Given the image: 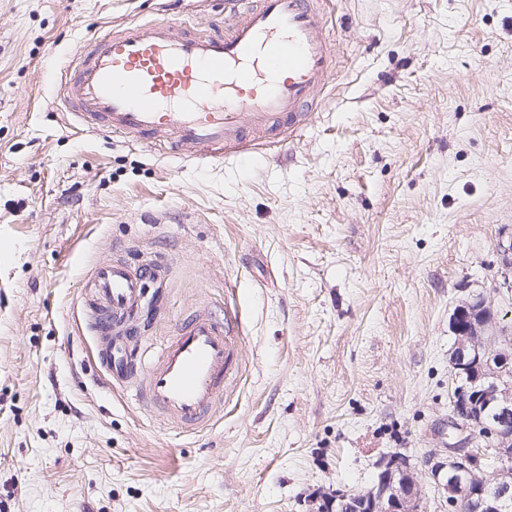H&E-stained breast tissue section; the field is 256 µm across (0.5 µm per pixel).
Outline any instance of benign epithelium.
Masks as SVG:
<instances>
[{"label": "benign epithelium", "mask_w": 512, "mask_h": 512, "mask_svg": "<svg viewBox=\"0 0 512 512\" xmlns=\"http://www.w3.org/2000/svg\"><path fill=\"white\" fill-rule=\"evenodd\" d=\"M501 281L494 292L512 289V233L496 245ZM455 343L450 366L455 388L450 398L448 430L454 441L446 457H431L428 474L443 491L448 512L463 501H476L478 512H512V337L499 327L487 297L472 295L451 317ZM476 439L492 452L496 466L476 467L470 448ZM313 512H424L422 486L408 456L389 455L377 481L363 491L315 494Z\"/></svg>", "instance_id": "obj_1"}]
</instances>
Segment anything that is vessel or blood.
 <instances>
[{
    "instance_id": "vessel-or-blood-1",
    "label": "vessel or blood",
    "mask_w": 512,
    "mask_h": 512,
    "mask_svg": "<svg viewBox=\"0 0 512 512\" xmlns=\"http://www.w3.org/2000/svg\"><path fill=\"white\" fill-rule=\"evenodd\" d=\"M324 0H226L223 25L173 34L161 20L131 22L86 42L62 74L64 110L82 128L120 133L185 158L247 151L294 130L336 74L324 37ZM162 263L116 260L93 271L86 307L105 369L146 409L183 429L208 417L231 385V320L207 311L182 320L157 360L128 342L148 278Z\"/></svg>"
}]
</instances>
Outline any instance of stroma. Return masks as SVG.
Here are the masks:
<instances>
[{
	"label": "stroma",
	"mask_w": 512,
	"mask_h": 512,
	"mask_svg": "<svg viewBox=\"0 0 512 512\" xmlns=\"http://www.w3.org/2000/svg\"><path fill=\"white\" fill-rule=\"evenodd\" d=\"M224 0H0V512H307L408 454L443 453L450 319L512 328V0H325L337 76L254 161H187L68 126L58 81L107 25L223 16ZM162 260L135 336L156 359L204 308L239 376L188 433L112 384L92 271ZM501 281L495 286L494 292L500 293L502 289L512 292L510 275L512 272V233H504L496 245Z\"/></svg>",
	"instance_id": "obj_1"
}]
</instances>
